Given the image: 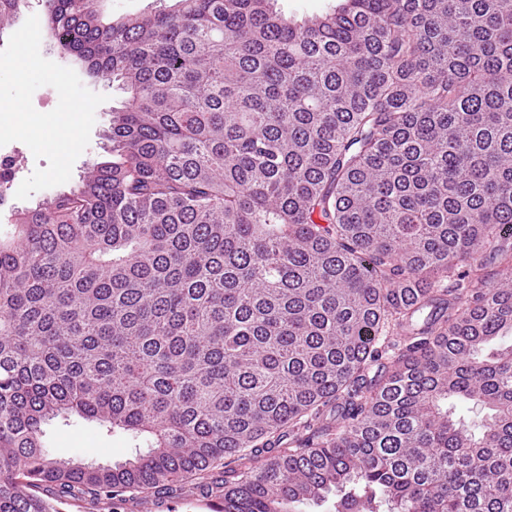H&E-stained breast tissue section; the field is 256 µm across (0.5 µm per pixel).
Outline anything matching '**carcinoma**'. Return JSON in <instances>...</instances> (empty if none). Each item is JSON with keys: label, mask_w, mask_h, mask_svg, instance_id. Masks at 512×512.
<instances>
[{"label": "carcinoma", "mask_w": 512, "mask_h": 512, "mask_svg": "<svg viewBox=\"0 0 512 512\" xmlns=\"http://www.w3.org/2000/svg\"><path fill=\"white\" fill-rule=\"evenodd\" d=\"M42 3L125 99L0 237V512H512V0ZM77 420L145 448L51 457ZM171 4L170 0H107L102 7L112 17H125L145 12L164 9ZM336 6V0H278L276 7L288 17L301 20L322 14ZM208 500L197 494L183 496L162 502H152L143 508L139 504L117 501H99L91 504L84 500L67 499L58 504L60 512H214Z\"/></svg>", "instance_id": "carcinoma-1"}]
</instances>
